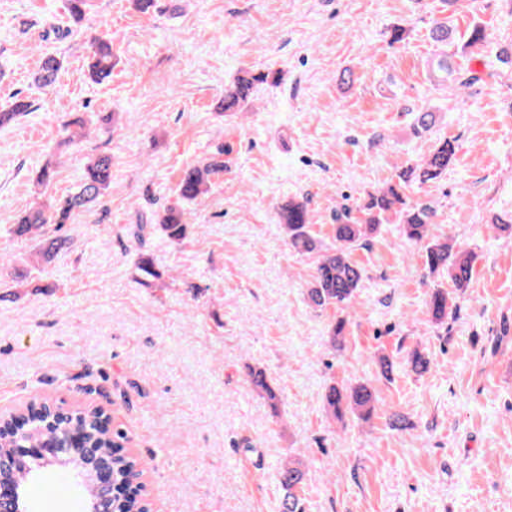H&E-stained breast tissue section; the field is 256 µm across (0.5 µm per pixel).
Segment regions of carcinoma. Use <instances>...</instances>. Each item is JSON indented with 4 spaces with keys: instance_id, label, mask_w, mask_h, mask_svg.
<instances>
[{
    "instance_id": "carcinoma-1",
    "label": "carcinoma",
    "mask_w": 512,
    "mask_h": 512,
    "mask_svg": "<svg viewBox=\"0 0 512 512\" xmlns=\"http://www.w3.org/2000/svg\"><path fill=\"white\" fill-rule=\"evenodd\" d=\"M90 0H67L66 10L72 23L77 24L85 16ZM448 16L436 23L430 30L431 39L444 47L433 60L432 69L440 73V78L450 80L459 88H467L482 80L480 72L469 69L460 73L453 68V55L446 47L452 45L464 54L482 47L487 41L486 25L472 21L463 33L457 37L455 16L462 8V0H442ZM63 65L62 58L50 54L42 59L35 82L42 87L55 84L58 72ZM114 68L111 41L96 37L92 42L90 63L91 76L100 84L112 78ZM280 76L276 72L260 73L249 78H238L224 89L222 111L236 112L264 84L276 85ZM32 111V103L19 97L6 108L0 110V126L7 125L21 115ZM69 131L68 141L83 140L90 134L85 120L76 118L65 123ZM456 155L454 141L447 138L439 140L434 148L423 158L408 167L401 177L418 173L422 183L436 180L448 171ZM227 168L224 162V145H218L203 162L189 166L176 185L173 200L158 212L156 227L172 244L181 245L190 236L191 225L187 222V205L196 202L208 192L211 179ZM112 183V156L97 155L80 178L77 191L54 200L48 210L35 208L19 218L10 227L16 237H43L38 250V258L44 265L50 264L55 256L64 250L69 237L64 226L72 223L74 216L92 206L103 202ZM395 215L402 224L404 237L419 246L424 268L431 275H448V278L460 291L469 287L472 279V255L455 249L447 239L434 237L430 232L433 224L434 209L428 203L407 205L401 193V186L388 183L371 196L365 207L364 217L359 222L336 219L334 238L336 244L328 250H322L316 237L311 233L306 203L290 201L278 213L279 223L283 224L288 246L301 255L315 257L311 280L306 288L310 306L323 311L328 308L344 310L350 307L358 297L363 280V269L351 258L355 247L372 237L380 226L389 222V215ZM136 269L144 279H160L162 272L156 268L154 256L142 249L135 259ZM35 279L31 270L17 269L14 281L18 290L0 297L11 301L21 295L19 289L26 288ZM432 318L443 324L448 320V292L436 288L428 302ZM347 319L338 317L328 326V339L331 346L341 345ZM406 365L411 372L422 375L431 368L430 358L420 350H413ZM242 371L251 389L266 399L272 408H277L279 395L272 385L266 371L250 363L242 366ZM324 407L334 418L341 420L346 414L357 415L367 421L377 412L378 402L371 387L362 383L348 388L329 386L324 393ZM85 433L86 442L93 444L99 454L112 465L113 497L112 512H142L140 502L124 495L123 484L132 478H140L143 471L139 461L124 452L123 443L126 432L116 426L103 425L100 415L87 409L78 422ZM29 437L34 440L49 439L61 443L62 430L47 425L44 419L36 415L27 427ZM13 439L4 433L0 442V456L9 461V469L14 476H22L35 469V465L25 460L11 458L10 446ZM309 470L304 461L290 459L278 467V482L283 491L280 500V512H305L300 490L307 481Z\"/></svg>"
}]
</instances>
